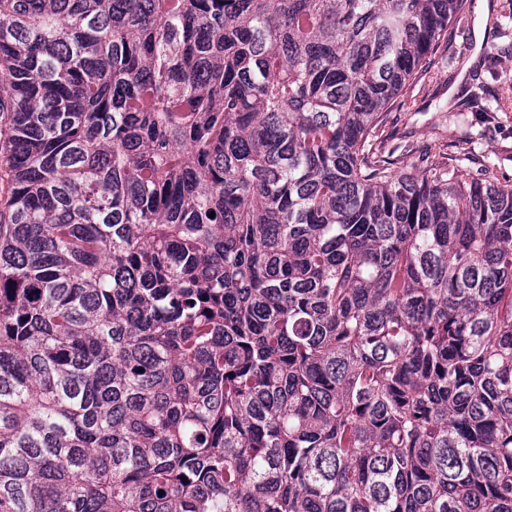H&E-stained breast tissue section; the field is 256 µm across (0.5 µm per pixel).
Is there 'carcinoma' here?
<instances>
[{
    "instance_id": "carcinoma-1",
    "label": "carcinoma",
    "mask_w": 512,
    "mask_h": 512,
    "mask_svg": "<svg viewBox=\"0 0 512 512\" xmlns=\"http://www.w3.org/2000/svg\"><path fill=\"white\" fill-rule=\"evenodd\" d=\"M468 2L0 0V512H512V186L380 142Z\"/></svg>"
}]
</instances>
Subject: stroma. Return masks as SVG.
Wrapping results in <instances>:
<instances>
[{
	"label": "stroma",
	"mask_w": 512,
	"mask_h": 512,
	"mask_svg": "<svg viewBox=\"0 0 512 512\" xmlns=\"http://www.w3.org/2000/svg\"><path fill=\"white\" fill-rule=\"evenodd\" d=\"M483 82L490 111L464 107ZM386 149L397 168L419 171L422 157L444 155L512 185V10L505 0H473L448 28L427 73L389 113Z\"/></svg>",
	"instance_id": "35a3bbf8"
}]
</instances>
